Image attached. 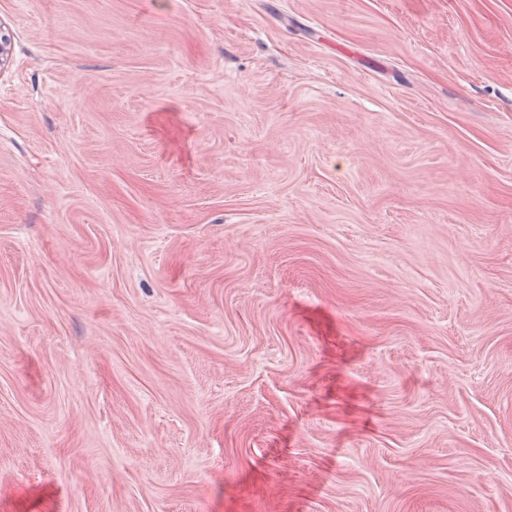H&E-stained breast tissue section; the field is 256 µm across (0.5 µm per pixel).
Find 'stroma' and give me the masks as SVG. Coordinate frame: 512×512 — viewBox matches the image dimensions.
Here are the masks:
<instances>
[{"label":"stroma","mask_w":512,"mask_h":512,"mask_svg":"<svg viewBox=\"0 0 512 512\" xmlns=\"http://www.w3.org/2000/svg\"><path fill=\"white\" fill-rule=\"evenodd\" d=\"M0 28V512H512V0Z\"/></svg>","instance_id":"obj_1"}]
</instances>
